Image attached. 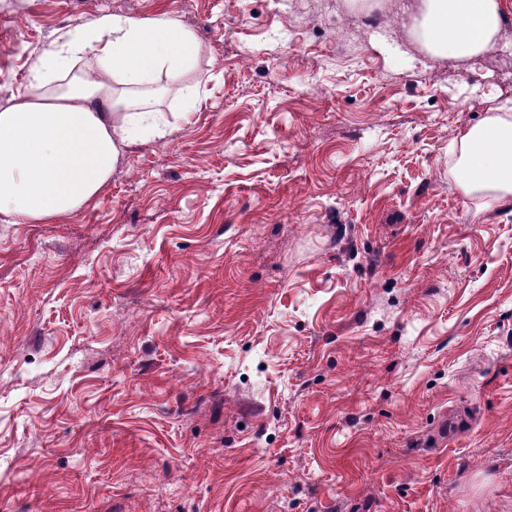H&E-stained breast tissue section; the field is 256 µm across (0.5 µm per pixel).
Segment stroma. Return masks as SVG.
<instances>
[{
    "mask_svg": "<svg viewBox=\"0 0 512 512\" xmlns=\"http://www.w3.org/2000/svg\"><path fill=\"white\" fill-rule=\"evenodd\" d=\"M407 0H0V101L103 13L201 53L93 207L0 224V512H512V197L451 150L512 13L429 58Z\"/></svg>",
    "mask_w": 512,
    "mask_h": 512,
    "instance_id": "35a3bbf8",
    "label": "stroma"
}]
</instances>
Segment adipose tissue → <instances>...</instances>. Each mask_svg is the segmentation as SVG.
Here are the masks:
<instances>
[{
    "label": "adipose tissue",
    "mask_w": 512,
    "mask_h": 512,
    "mask_svg": "<svg viewBox=\"0 0 512 512\" xmlns=\"http://www.w3.org/2000/svg\"><path fill=\"white\" fill-rule=\"evenodd\" d=\"M506 0H414L412 32L435 59L473 57L501 31ZM201 51L168 13H104L57 37L26 86L0 104V222L61 221L93 205L114 165L175 129L152 86L165 76L185 103ZM455 182L468 197L512 196V107L456 139Z\"/></svg>",
    "instance_id": "ef3b65f1"
}]
</instances>
